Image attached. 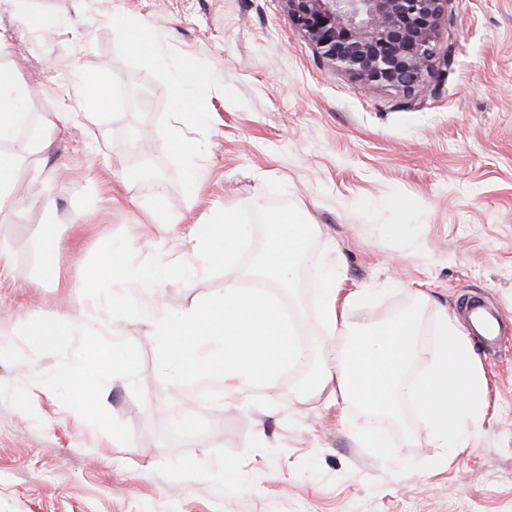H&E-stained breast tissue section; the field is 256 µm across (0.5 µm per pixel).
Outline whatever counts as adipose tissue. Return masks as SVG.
<instances>
[{"label":"adipose tissue","mask_w":512,"mask_h":512,"mask_svg":"<svg viewBox=\"0 0 512 512\" xmlns=\"http://www.w3.org/2000/svg\"><path fill=\"white\" fill-rule=\"evenodd\" d=\"M25 94L19 80L0 81V141L11 139L24 120ZM312 232V225L300 223L291 213L272 221L269 250L263 259L266 281L292 282L300 246ZM246 234V225L228 211L214 221L195 225L193 240L197 249L211 250L229 263ZM127 250L124 244L102 242L99 264L84 275L87 287L98 288L115 278L131 284H157L160 268H128L122 260ZM318 296L326 328L336 335L321 347L326 362L323 382L335 383L342 399L376 413L396 411L400 401L412 400L422 412L421 425L433 446L464 452L468 433L482 422L486 404L483 375L455 321L440 316L434 339L424 349L418 343L419 317L413 310L381 330L366 326L361 333L351 334L349 312L371 293L344 287L335 268L319 270ZM149 318L150 338L165 363L188 377L220 371L228 394L273 381L284 367L310 363L292 321L262 294L241 290L231 281L222 294L200 305L159 308ZM422 353L429 357L426 371L417 378L410 376L411 360ZM134 360V351L122 343L94 341L80 359L52 371L50 378L72 396L77 417L85 419L94 412L100 379L126 374Z\"/></svg>","instance_id":"1"}]
</instances>
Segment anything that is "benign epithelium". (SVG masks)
Returning <instances> with one entry per match:
<instances>
[{"label":"benign epithelium","mask_w":512,"mask_h":512,"mask_svg":"<svg viewBox=\"0 0 512 512\" xmlns=\"http://www.w3.org/2000/svg\"><path fill=\"white\" fill-rule=\"evenodd\" d=\"M322 58L365 85L415 92L454 64L453 0H285ZM447 26V41L439 37Z\"/></svg>","instance_id":"1"}]
</instances>
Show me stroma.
Returning a JSON list of instances; mask_svg holds the SVG:
<instances>
[{
  "label": "stroma",
  "instance_id": "35a3bbf8",
  "mask_svg": "<svg viewBox=\"0 0 512 512\" xmlns=\"http://www.w3.org/2000/svg\"><path fill=\"white\" fill-rule=\"evenodd\" d=\"M454 10V66L410 108L321 58L284 0H0V74L23 81L26 113L58 125L46 145L0 143L23 188L0 222V512H512V0ZM142 23L162 64L127 44ZM177 70L191 78L181 91ZM88 74L110 91L93 122L74 96ZM180 95L204 123L181 114ZM178 137L199 147L198 191ZM158 200L166 234L143 215ZM227 209L248 226L229 268L187 242ZM285 211L315 230L292 286L266 293L308 349L329 337L318 263L372 289L352 320L414 308L426 342L441 311L456 318L489 403L468 451L433 447L410 410L389 418L387 448L363 447L364 409L304 389L297 366L243 398L220 372L198 383L162 367L141 309L202 304L230 279L253 289L266 226ZM47 215L60 229L52 282L35 234ZM105 240L133 241L125 264L162 281L113 280L124 307L92 308L81 278ZM471 297L500 316L494 346L472 333ZM49 313L76 319L55 348L31 335ZM92 337L131 347L136 364L101 380L91 423L49 374Z\"/></svg>",
  "mask_w": 512,
  "mask_h": 512
}]
</instances>
